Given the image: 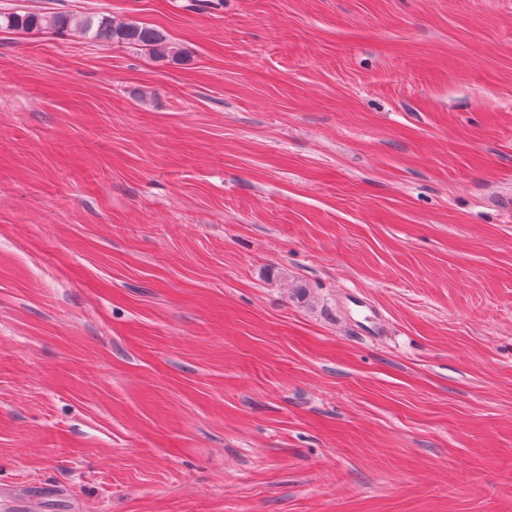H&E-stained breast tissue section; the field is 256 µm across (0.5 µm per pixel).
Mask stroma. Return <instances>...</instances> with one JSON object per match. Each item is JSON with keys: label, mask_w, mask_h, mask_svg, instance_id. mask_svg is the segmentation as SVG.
I'll use <instances>...</instances> for the list:
<instances>
[{"label": "stroma", "mask_w": 512, "mask_h": 512, "mask_svg": "<svg viewBox=\"0 0 512 512\" xmlns=\"http://www.w3.org/2000/svg\"><path fill=\"white\" fill-rule=\"evenodd\" d=\"M187 2L0 0L187 55L0 32V501L512 512V0Z\"/></svg>", "instance_id": "1"}]
</instances>
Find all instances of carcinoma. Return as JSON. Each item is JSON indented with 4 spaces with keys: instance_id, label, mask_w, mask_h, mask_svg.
<instances>
[{
    "instance_id": "obj_1",
    "label": "carcinoma",
    "mask_w": 512,
    "mask_h": 512,
    "mask_svg": "<svg viewBox=\"0 0 512 512\" xmlns=\"http://www.w3.org/2000/svg\"><path fill=\"white\" fill-rule=\"evenodd\" d=\"M19 33L52 32L63 35L74 31L84 38L101 44L120 43L147 47L160 57L183 60V53L167 34L149 24L135 21H115L108 16L77 17L68 12L0 11V31Z\"/></svg>"
}]
</instances>
